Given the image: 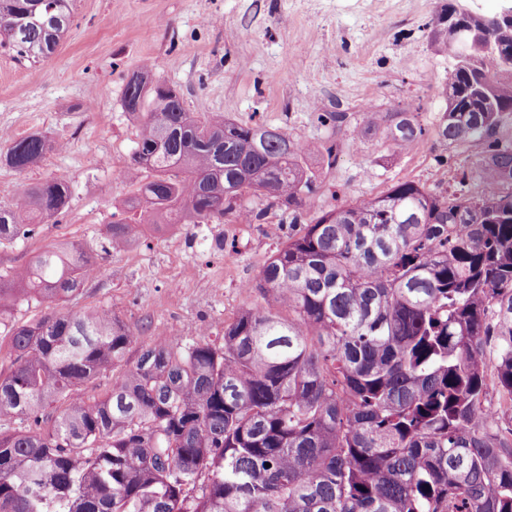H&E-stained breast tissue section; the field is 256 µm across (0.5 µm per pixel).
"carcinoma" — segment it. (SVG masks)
Segmentation results:
<instances>
[{
  "label": "carcinoma",
  "mask_w": 512,
  "mask_h": 512,
  "mask_svg": "<svg viewBox=\"0 0 512 512\" xmlns=\"http://www.w3.org/2000/svg\"><path fill=\"white\" fill-rule=\"evenodd\" d=\"M74 0H0V46L51 57ZM451 58L431 129L413 112H366L354 140L384 126L405 149L425 136L486 143L477 197L411 180L312 219L271 256L259 288L288 318L248 308L209 340L157 344L87 402L80 386L125 364L136 331L110 311L58 313L12 328L0 372V512H512V32L446 3L426 24ZM122 107L139 121L122 202L134 224H301L318 189V152L281 127L185 107L144 67ZM55 145L33 133L3 161L24 171ZM264 200L249 208L244 197ZM51 179L0 208V244L67 205ZM95 273L78 244L0 272V316L26 297L53 306ZM66 406L41 427L58 400ZM192 487L199 488L195 496Z\"/></svg>",
  "instance_id": "carcinoma-1"
}]
</instances>
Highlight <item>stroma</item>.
<instances>
[{
  "label": "stroma",
  "instance_id": "1",
  "mask_svg": "<svg viewBox=\"0 0 512 512\" xmlns=\"http://www.w3.org/2000/svg\"><path fill=\"white\" fill-rule=\"evenodd\" d=\"M444 2L75 0L71 29L47 61L0 48V149L34 132L57 144L25 171L0 164V207L54 177L70 192L61 213L0 245V268L23 269L52 244H82L96 274L56 309H105L136 327L132 363L156 342L200 330L218 336L243 309L273 307L258 283L288 236L275 209L262 224H158L123 249L103 251L115 208L143 178L129 168L138 122L122 107L126 81L147 66L182 89L189 111L335 145L336 164L322 169L305 218L379 196L400 179L452 190L483 142L444 147L426 137L396 151L379 132L350 137L364 111L399 102L423 125L435 123L448 59L430 49L426 25ZM322 112L346 113L347 121L322 124ZM462 189L475 196L481 186L472 180Z\"/></svg>",
  "mask_w": 512,
  "mask_h": 512
}]
</instances>
